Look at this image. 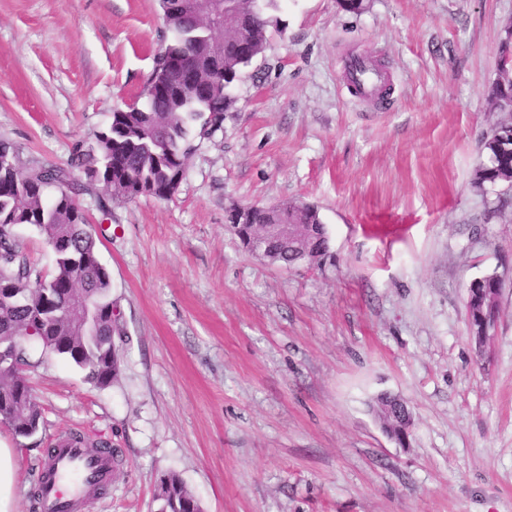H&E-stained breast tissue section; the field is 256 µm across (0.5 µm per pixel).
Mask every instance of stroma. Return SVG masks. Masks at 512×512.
Wrapping results in <instances>:
<instances>
[{"mask_svg": "<svg viewBox=\"0 0 512 512\" xmlns=\"http://www.w3.org/2000/svg\"><path fill=\"white\" fill-rule=\"evenodd\" d=\"M282 0L283 32L236 82L168 200L79 197L112 280L120 372L28 371L36 436L0 424L16 512L70 433L120 450L89 512H157L179 476L203 512H512V191L476 187L512 0ZM159 0H0V141L67 166L143 101ZM377 61L383 102L342 79ZM317 206L329 251L282 267L227 228L240 205ZM504 286L485 347L467 287ZM401 395L407 445L370 405Z\"/></svg>", "mask_w": 512, "mask_h": 512, "instance_id": "stroma-1", "label": "stroma"}]
</instances>
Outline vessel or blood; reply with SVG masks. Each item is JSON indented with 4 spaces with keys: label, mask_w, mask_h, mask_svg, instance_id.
<instances>
[{
    "label": "vessel or blood",
    "mask_w": 512,
    "mask_h": 512,
    "mask_svg": "<svg viewBox=\"0 0 512 512\" xmlns=\"http://www.w3.org/2000/svg\"><path fill=\"white\" fill-rule=\"evenodd\" d=\"M343 72L357 95H375L381 75L371 64L351 58ZM113 466L110 452L90 448L73 437L58 439L35 476L40 512H83L93 494L111 482Z\"/></svg>",
    "instance_id": "b4317fda"
}]
</instances>
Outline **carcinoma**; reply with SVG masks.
I'll list each match as a JSON object with an SVG mask.
<instances>
[{
	"instance_id": "carcinoma-1",
	"label": "carcinoma",
	"mask_w": 512,
	"mask_h": 512,
	"mask_svg": "<svg viewBox=\"0 0 512 512\" xmlns=\"http://www.w3.org/2000/svg\"><path fill=\"white\" fill-rule=\"evenodd\" d=\"M176 0H160L168 37L157 57L145 88V103L130 104L112 112L108 128L94 135L88 145H76L70 167L21 164L14 148L0 142V290H10L11 299L0 301V334L21 337L0 346V359L27 369L40 364L36 349L62 356L85 372L100 389L117 379L120 367L112 319V284L109 272L97 263L96 239L78 203V196L101 185L115 200H132L141 186L157 199L167 200L179 187L178 176L187 168L194 150L190 126L198 124L199 135L210 136L223 126L234 107L231 93L245 68L263 54L269 29L280 25L274 12L280 0H219L216 16L205 22L191 20L192 0H182L183 9L172 10ZM224 47L218 76L203 78V86H184L182 73L172 63L206 57ZM491 111L504 115L482 142L484 161L476 171L475 184L489 183L512 188V148L501 146L498 129L512 125V66H497L490 92ZM78 168L85 181L72 177ZM55 195L47 197V191ZM273 222L303 224L307 237L301 248L274 246L277 264L290 266L327 250V231L318 208L304 202H283L268 212L256 209L250 224H232L230 229L252 247ZM27 224L40 230L55 251L52 271L34 261L14 234V226ZM502 288L491 276L473 280L468 289L470 327L473 336L483 333V297L489 288ZM70 300L83 301L88 309L67 317ZM27 387L20 371L0 370V423L23 438L34 436L41 411L30 400L29 413L9 416V406L18 389ZM169 490L157 496L158 512H187L195 496L176 475L165 479Z\"/></svg>"
}]
</instances>
